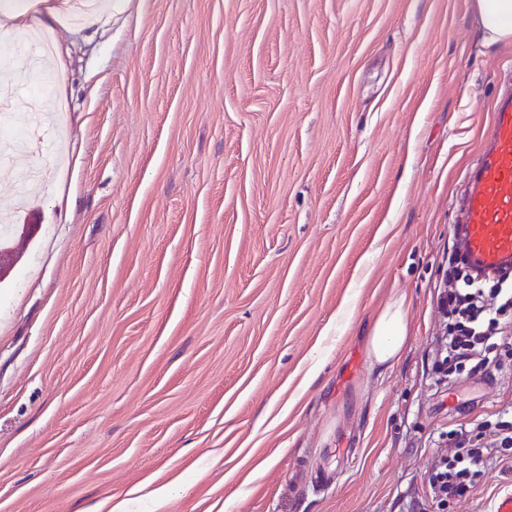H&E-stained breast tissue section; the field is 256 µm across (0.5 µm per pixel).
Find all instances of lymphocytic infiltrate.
Wrapping results in <instances>:
<instances>
[{"label":"lymphocytic infiltrate","instance_id":"1","mask_svg":"<svg viewBox=\"0 0 512 512\" xmlns=\"http://www.w3.org/2000/svg\"><path fill=\"white\" fill-rule=\"evenodd\" d=\"M458 270L456 262H449L448 277L456 285L439 295L438 307L448 318V331L437 339L433 370L451 379L483 378L512 367V337L501 325L503 317L512 313V281L502 276L490 282L459 275ZM484 429L488 433L484 439L449 431L448 452L434 462L429 479L430 494L442 510L469 497L492 446L512 447V411L502 410Z\"/></svg>","mask_w":512,"mask_h":512}]
</instances>
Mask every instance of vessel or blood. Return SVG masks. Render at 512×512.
I'll use <instances>...</instances> for the list:
<instances>
[{
    "label": "vessel or blood",
    "mask_w": 512,
    "mask_h": 512,
    "mask_svg": "<svg viewBox=\"0 0 512 512\" xmlns=\"http://www.w3.org/2000/svg\"><path fill=\"white\" fill-rule=\"evenodd\" d=\"M488 138L464 181L454 229L461 260L481 277L512 269V94L497 102Z\"/></svg>",
    "instance_id": "b4317fda"
}]
</instances>
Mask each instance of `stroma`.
Segmentation results:
<instances>
[{
	"label": "stroma",
	"mask_w": 512,
	"mask_h": 512,
	"mask_svg": "<svg viewBox=\"0 0 512 512\" xmlns=\"http://www.w3.org/2000/svg\"><path fill=\"white\" fill-rule=\"evenodd\" d=\"M46 6L65 102L0 64L46 116L38 188L0 170V220L38 227L0 283V512H156L141 484L175 477L164 512H440L442 434L512 407V378L432 371L512 42L480 46L471 0ZM507 491L491 460L456 512ZM407 336L403 302L387 307L378 317L370 338V354L377 364L396 360Z\"/></svg>",
	"instance_id": "35a3bbf8"
}]
</instances>
